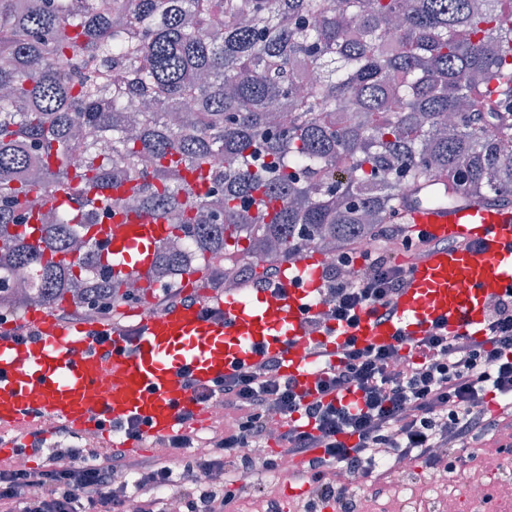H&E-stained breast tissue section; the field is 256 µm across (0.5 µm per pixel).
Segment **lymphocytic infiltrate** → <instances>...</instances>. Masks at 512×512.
Instances as JSON below:
<instances>
[{"label":"lymphocytic infiltrate","mask_w":512,"mask_h":512,"mask_svg":"<svg viewBox=\"0 0 512 512\" xmlns=\"http://www.w3.org/2000/svg\"><path fill=\"white\" fill-rule=\"evenodd\" d=\"M377 247L352 244L324 268L308 319L313 331L355 327L360 312L388 321L407 286L401 255L416 257L435 243L409 224L381 225ZM353 268L345 277L344 268ZM408 359L394 361L400 352ZM313 390H301L282 375L280 363L265 358L242 365L211 385L192 387L193 400L224 407L232 423L211 437L199 435L193 416H179L180 429L157 437L162 453L130 456L127 443L144 432L129 420L113 429L110 444L71 442L66 427L46 441L42 429L16 438L15 454L41 456L36 466L0 467V512H168L165 490L179 488L183 512H239L247 492L264 495L263 478L281 471L284 457L308 468L310 495L304 512H351L353 491L337 483L340 472L361 473L367 488L380 490L393 462L464 473L469 450L502 426H512V293L494 297L484 312L483 334L434 331L387 345H359L348 338L337 352L313 351ZM499 398L496 415L485 409L487 396ZM281 449L265 450L270 438ZM206 454H195L199 444ZM255 456H248V449ZM184 456L183 468L173 458ZM130 484L114 485L115 471ZM252 477L241 485L240 474Z\"/></svg>","instance_id":"f902f5d3"}]
</instances>
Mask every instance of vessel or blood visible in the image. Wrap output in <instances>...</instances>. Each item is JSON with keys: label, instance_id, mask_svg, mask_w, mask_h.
Segmentation results:
<instances>
[{"label": "vessel or blood", "instance_id": "vessel-or-blood-1", "mask_svg": "<svg viewBox=\"0 0 512 512\" xmlns=\"http://www.w3.org/2000/svg\"><path fill=\"white\" fill-rule=\"evenodd\" d=\"M442 193L438 180L417 185L398 211V223L415 225L438 246L409 261L408 284L390 321L365 314L353 330L310 332L304 308L319 273L306 259L297 265L308 275L302 284L289 276L276 294L225 296L220 319L206 318L196 306L144 318L130 341L116 335L99 345L87 326L29 311L38 340L0 337V436L37 428L49 417L77 433L99 432L104 417L116 424L139 420L147 437L166 436L176 430L179 411L198 420L208 414L206 404L191 400L184 388L185 371L206 385L239 363L265 356L277 359L282 373L307 390L315 382L311 348L317 344L333 352L350 335L364 345L389 344L398 336L415 340L439 320L447 321L449 331L481 335L486 300L512 287V207L463 196L449 204ZM163 230L159 219L129 216L113 223L105 252L147 270Z\"/></svg>", "mask_w": 512, "mask_h": 512}]
</instances>
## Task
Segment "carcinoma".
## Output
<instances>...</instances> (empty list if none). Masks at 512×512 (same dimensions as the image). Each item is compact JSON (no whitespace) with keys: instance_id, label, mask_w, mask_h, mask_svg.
Here are the masks:
<instances>
[{"instance_id":"carcinoma-1","label":"carcinoma","mask_w":512,"mask_h":512,"mask_svg":"<svg viewBox=\"0 0 512 512\" xmlns=\"http://www.w3.org/2000/svg\"><path fill=\"white\" fill-rule=\"evenodd\" d=\"M1 88L15 313L343 247L402 180L512 206V0H0ZM131 213L166 224L143 275L89 233Z\"/></svg>"}]
</instances>
